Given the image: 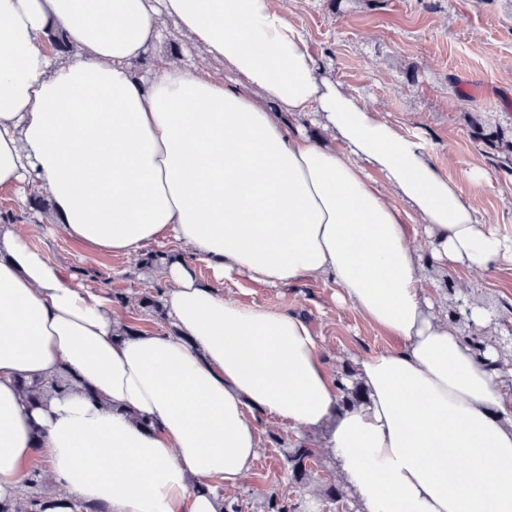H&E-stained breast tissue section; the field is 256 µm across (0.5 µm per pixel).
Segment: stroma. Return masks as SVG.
Returning a JSON list of instances; mask_svg holds the SVG:
<instances>
[{
	"label": "stroma",
	"mask_w": 512,
	"mask_h": 512,
	"mask_svg": "<svg viewBox=\"0 0 512 512\" xmlns=\"http://www.w3.org/2000/svg\"><path fill=\"white\" fill-rule=\"evenodd\" d=\"M291 16L316 50L319 65L358 93L382 116L419 135L436 163L454 179L478 214L512 225V153L491 150L489 141L512 139V0H291ZM160 58L217 74L222 64L189 48L177 32L134 66L151 70ZM483 169L485 185H472L470 168ZM12 211L17 225H36L31 244L58 264L65 277L137 297L160 286L157 273L136 270L128 257L97 252L53 224L51 215L22 205L18 192L0 190V211ZM436 298L445 313L478 305L488 323L482 336L491 347L512 351V268L477 278L462 271L447 276L430 269ZM225 294L269 308L288 306L312 326L336 373L353 368L358 357L383 352L396 342L365 322L351 306H337L333 289L318 281L290 288H267L238 277ZM260 448L250 478L224 498L241 512H264L269 495L287 497L294 512H356L344 496L329 501L324 491L336 481L332 465L314 468L308 484L288 479L285 445L296 441L285 425L256 416ZM279 434L281 443L271 441Z\"/></svg>",
	"instance_id": "obj_1"
}]
</instances>
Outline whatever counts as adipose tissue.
I'll use <instances>...</instances> for the list:
<instances>
[{
    "label": "adipose tissue",
    "mask_w": 512,
    "mask_h": 512,
    "mask_svg": "<svg viewBox=\"0 0 512 512\" xmlns=\"http://www.w3.org/2000/svg\"><path fill=\"white\" fill-rule=\"evenodd\" d=\"M239 79L159 59L167 24ZM67 52L50 50L52 27ZM44 188L69 237L137 256L172 240L207 263L160 269L169 332L119 340L111 301L0 224V501L35 448L68 495L106 512H217L254 414L321 446L358 512H512V383L431 298V265H512V226L478 216L422 138L317 65L285 0H0V189ZM423 225L424 245L411 235ZM243 275L312 279L397 338L361 358L363 404L287 307L220 292ZM69 371L32 409L18 382Z\"/></svg>",
    "instance_id": "1"
}]
</instances>
